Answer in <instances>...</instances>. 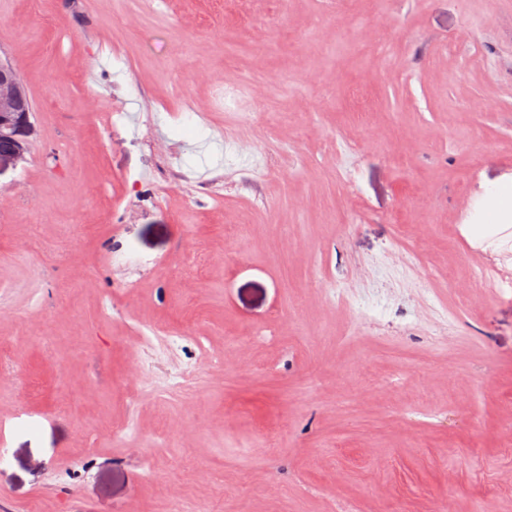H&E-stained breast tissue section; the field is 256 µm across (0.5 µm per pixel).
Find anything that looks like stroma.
Masks as SVG:
<instances>
[{
	"instance_id": "1",
	"label": "stroma",
	"mask_w": 512,
	"mask_h": 512,
	"mask_svg": "<svg viewBox=\"0 0 512 512\" xmlns=\"http://www.w3.org/2000/svg\"><path fill=\"white\" fill-rule=\"evenodd\" d=\"M0 60V512H512V0H0ZM26 87L15 69L0 62V167L24 161L30 151L36 127L31 121ZM27 95H30L26 89ZM31 108L33 104L30 98Z\"/></svg>"
}]
</instances>
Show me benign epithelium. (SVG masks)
<instances>
[{
  "mask_svg": "<svg viewBox=\"0 0 512 512\" xmlns=\"http://www.w3.org/2000/svg\"><path fill=\"white\" fill-rule=\"evenodd\" d=\"M35 135L25 87L15 69L1 61L0 166L25 160Z\"/></svg>",
  "mask_w": 512,
  "mask_h": 512,
  "instance_id": "benign-epithelium-1",
  "label": "benign epithelium"
}]
</instances>
